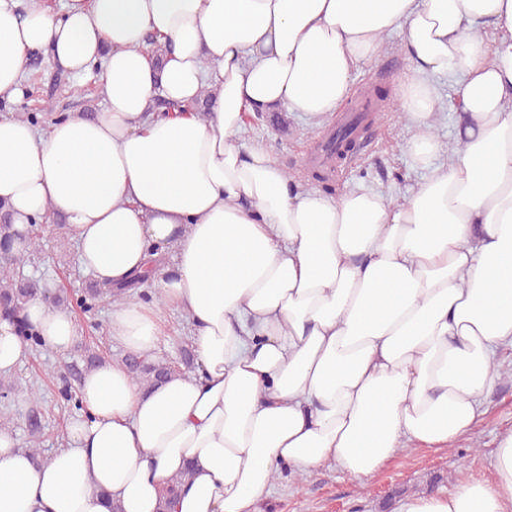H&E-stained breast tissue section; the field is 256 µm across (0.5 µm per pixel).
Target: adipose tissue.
Masks as SVG:
<instances>
[{
  "label": "adipose tissue",
  "instance_id": "ef3b65f1",
  "mask_svg": "<svg viewBox=\"0 0 512 512\" xmlns=\"http://www.w3.org/2000/svg\"><path fill=\"white\" fill-rule=\"evenodd\" d=\"M394 30L406 148L422 165L448 155L407 196L330 197L241 143L258 111L324 121ZM33 51L95 79L106 109L44 131L0 118V198L19 228L62 217L95 280L155 267L160 303L114 302L111 333L149 357L179 311L197 368L147 389L104 360L40 465L0 429V512H158L179 475L170 512H254L280 467L360 480L473 432L512 346V0H0V96L20 91ZM438 76L463 125L447 146ZM205 95V113L154 110ZM27 314L49 350L77 345L67 310L34 300ZM400 512H512V432L490 478Z\"/></svg>",
  "mask_w": 512,
  "mask_h": 512
}]
</instances>
